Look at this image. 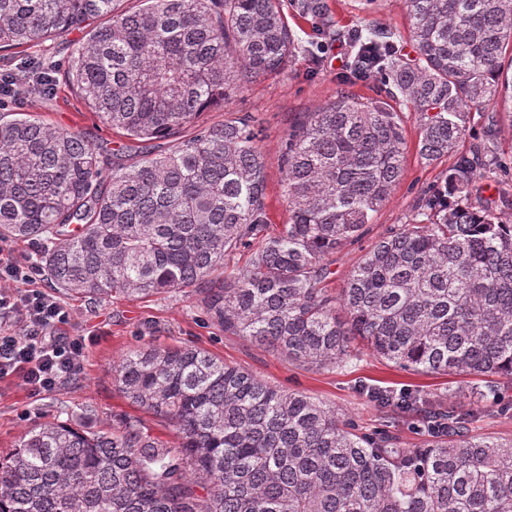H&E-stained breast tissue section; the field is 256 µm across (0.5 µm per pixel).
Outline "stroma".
Returning <instances> with one entry per match:
<instances>
[{"label": "stroma", "mask_w": 512, "mask_h": 512, "mask_svg": "<svg viewBox=\"0 0 512 512\" xmlns=\"http://www.w3.org/2000/svg\"><path fill=\"white\" fill-rule=\"evenodd\" d=\"M334 24L342 28L389 27L396 30V51L412 55L409 20L404 0H328ZM288 25L304 46L287 71L277 77L257 79L243 93L225 105L211 109L204 123H219L229 114L247 112L259 131L258 146L267 166L266 206L272 228L288 220V208L281 196V150L290 128L303 113L330 102L346 91L366 99L381 98L378 81L349 80L351 50L335 40L316 22L288 13ZM22 111L37 113L48 124L79 132L94 147L110 150L123 139L103 125L66 88L54 97L28 96ZM404 114L407 143L404 174L386 205L372 221L369 233L357 244L338 251L332 258L329 285L341 287L358 259L387 229L407 223L422 189L435 184L453 164L446 156L429 164L417 152L421 117L411 107L397 104ZM61 302L70 320L55 328V335L70 339L89 336L90 343L80 371L53 391L34 398L15 380L0 382V455L8 453L26 429L45 419H66L88 414L90 424L108 428L114 415L131 407L112 385V363L128 350L149 342L170 346L190 343L225 362L259 375L286 390H300L343 410L358 425L380 426L384 412L368 398L366 388L382 390L418 389L444 395L451 401L469 404L470 398L457 390L458 380L437 374H413L363 357L350 369L336 372L313 371L288 360L277 351L257 346L246 338L228 336L202 318L194 297L160 294L146 299H110L90 303L73 297Z\"/></svg>", "instance_id": "35a3bbf8"}]
</instances>
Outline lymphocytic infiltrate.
Listing matches in <instances>:
<instances>
[{"instance_id": "f902f5d3", "label": "lymphocytic infiltrate", "mask_w": 512, "mask_h": 512, "mask_svg": "<svg viewBox=\"0 0 512 512\" xmlns=\"http://www.w3.org/2000/svg\"><path fill=\"white\" fill-rule=\"evenodd\" d=\"M36 273L26 256L0 257V319L23 327L19 334L0 332V380H18L34 396L72 378L86 350L84 338L51 336V327L70 317L56 298L37 288L11 290V283L32 280Z\"/></svg>"}]
</instances>
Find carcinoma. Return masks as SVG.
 Returning a JSON list of instances; mask_svg holds the SVG:
<instances>
[{"mask_svg": "<svg viewBox=\"0 0 512 512\" xmlns=\"http://www.w3.org/2000/svg\"><path fill=\"white\" fill-rule=\"evenodd\" d=\"M0 0V50L85 31L63 79L26 58L0 80V239L38 241L59 292L94 301L171 293L224 334L288 361L342 371L373 357L467 377L476 407L421 391L366 389L427 436L364 432L305 392L284 390L191 345L145 343L112 382L177 442L119 414L110 429L57 418L0 456V512H512V439L478 434L482 402L512 385V224L484 186L507 172L485 139L425 189L408 223L379 237L342 288L330 258L359 241L403 173L405 102L423 114L431 164L471 129L472 110L512 96V0H405L416 56L388 27L336 30L350 74L386 97L343 93L284 140L288 223L269 231L264 158L248 114L200 125L301 48L281 0ZM331 30L327 0H294ZM64 84L141 151L107 169L73 131L12 106ZM248 252L224 273V258Z\"/></svg>", "mask_w": 512, "mask_h": 512, "instance_id": "1", "label": "carcinoma"}]
</instances>
